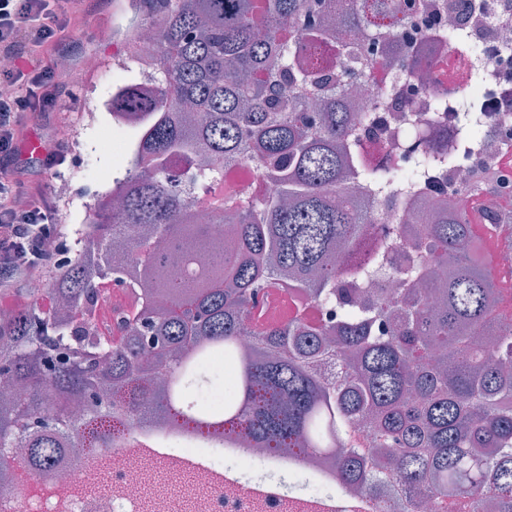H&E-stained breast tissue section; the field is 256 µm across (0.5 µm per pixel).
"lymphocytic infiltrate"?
<instances>
[{
    "mask_svg": "<svg viewBox=\"0 0 512 512\" xmlns=\"http://www.w3.org/2000/svg\"><path fill=\"white\" fill-rule=\"evenodd\" d=\"M84 0H0V71L9 94L0 95V299L15 295L18 282L46 278L53 259L47 240L61 238L55 209L46 199L27 196L23 174L13 165L24 111L52 112L59 86L50 55L62 33L82 13Z\"/></svg>",
    "mask_w": 512,
    "mask_h": 512,
    "instance_id": "lymphocytic-infiltrate-1",
    "label": "lymphocytic infiltrate"
}]
</instances>
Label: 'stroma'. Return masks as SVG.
<instances>
[{
    "mask_svg": "<svg viewBox=\"0 0 512 512\" xmlns=\"http://www.w3.org/2000/svg\"><path fill=\"white\" fill-rule=\"evenodd\" d=\"M85 8L83 22L68 32L71 66L62 77L55 112L47 117L25 116L15 157L16 165L28 172L26 191L53 197L55 219L66 229L63 242L71 252L93 230L91 188L111 179L118 162L101 75L120 73L130 64L138 26L144 20L140 0H87ZM90 57L97 59V68L86 67ZM57 129L67 133V156L56 171L72 181L73 194L67 199L54 197L52 174L36 159Z\"/></svg>",
    "mask_w": 512,
    "mask_h": 512,
    "instance_id": "stroma-1",
    "label": "stroma"
}]
</instances>
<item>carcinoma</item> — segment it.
<instances>
[{
  "label": "carcinoma",
  "mask_w": 512,
  "mask_h": 512,
  "mask_svg": "<svg viewBox=\"0 0 512 512\" xmlns=\"http://www.w3.org/2000/svg\"><path fill=\"white\" fill-rule=\"evenodd\" d=\"M144 2L145 20L162 18L157 73L137 57L117 90L107 84L135 145L122 206L99 202L92 235L48 283L50 306L36 298L0 319V471L23 448L50 480L66 448L112 453L101 428L118 414L184 416L180 389L200 363L235 357L250 334L224 413L198 400L191 418L273 453L332 454L343 487L372 491L389 469L414 509L453 497L460 512H512V319L469 219L441 208L376 237L371 216L341 199L352 178L383 189L456 162L411 149L380 172L352 137L345 97L390 66L430 65L462 33L405 42L408 0ZM365 28L373 37L355 43ZM458 113L480 137L471 105ZM246 165L282 197L229 181ZM196 190L216 193L222 224L187 222ZM202 247L207 270L191 274ZM395 248L413 258L393 267ZM392 274L402 289L365 298ZM105 279L141 296L115 346L92 325ZM276 280L298 313L258 328ZM358 418L390 449L371 467L351 435Z\"/></svg>",
  "instance_id": "cac0c4a2"
}]
</instances>
